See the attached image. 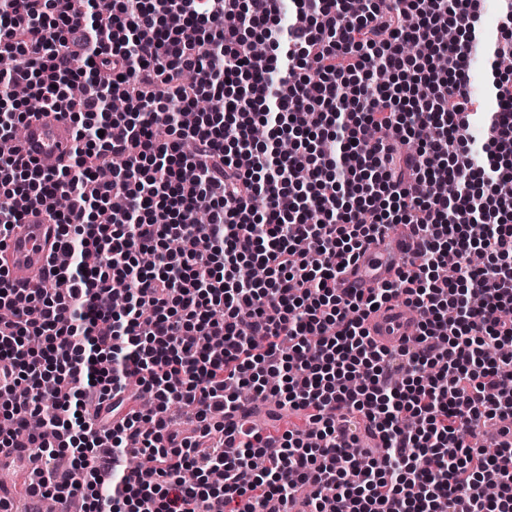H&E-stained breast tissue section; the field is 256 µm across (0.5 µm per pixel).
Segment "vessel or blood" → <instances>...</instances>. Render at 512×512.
Segmentation results:
<instances>
[{
  "mask_svg": "<svg viewBox=\"0 0 512 512\" xmlns=\"http://www.w3.org/2000/svg\"><path fill=\"white\" fill-rule=\"evenodd\" d=\"M74 128L59 114L48 111L24 125L22 144L27 157L46 168L58 167L70 153ZM56 239V227L44 211L28 210L12 232L5 251V267L21 287H41L46 260ZM415 241L409 227L396 226L379 237L354 263L344 285L348 288H377L390 280L397 261ZM377 347L391 348L418 333L417 320L403 307L389 303L370 315L366 322Z\"/></svg>",
  "mask_w": 512,
  "mask_h": 512,
  "instance_id": "1",
  "label": "vessel or blood"
}]
</instances>
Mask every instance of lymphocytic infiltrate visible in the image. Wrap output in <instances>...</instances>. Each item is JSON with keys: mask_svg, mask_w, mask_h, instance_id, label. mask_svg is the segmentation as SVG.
Returning a JSON list of instances; mask_svg holds the SVG:
<instances>
[{"mask_svg": "<svg viewBox=\"0 0 512 512\" xmlns=\"http://www.w3.org/2000/svg\"><path fill=\"white\" fill-rule=\"evenodd\" d=\"M282 2L0 0V140L21 94L75 129L58 170L0 154V240L32 206L57 226L43 288L0 268V454L40 448L41 497L83 512H512V444L480 442L512 421V76L472 112L474 0H293L285 26ZM398 224L395 279L341 287ZM399 295L418 334L378 348ZM270 400L305 427H238Z\"/></svg>", "mask_w": 512, "mask_h": 512, "instance_id": "obj_1", "label": "lymphocytic infiltrate"}]
</instances>
